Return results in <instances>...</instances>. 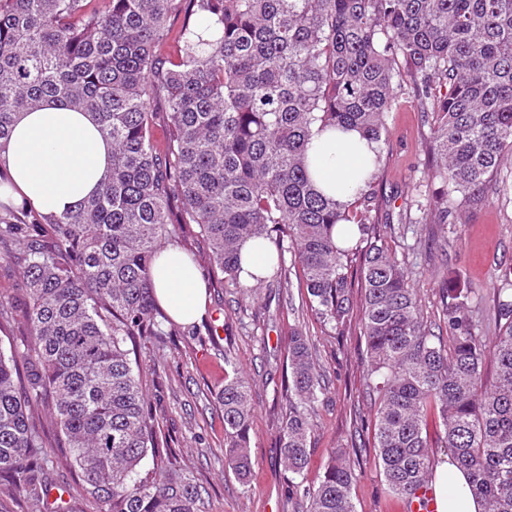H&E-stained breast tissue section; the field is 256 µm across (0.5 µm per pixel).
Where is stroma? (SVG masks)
Instances as JSON below:
<instances>
[{
    "instance_id": "35a3bbf8",
    "label": "stroma",
    "mask_w": 512,
    "mask_h": 512,
    "mask_svg": "<svg viewBox=\"0 0 512 512\" xmlns=\"http://www.w3.org/2000/svg\"><path fill=\"white\" fill-rule=\"evenodd\" d=\"M435 116L423 111L411 86L399 92L386 127L382 171L376 187L380 237L404 260L419 290L425 318L435 332L447 335L439 290L446 272L458 274L479 294L478 319L489 325L494 310L492 282L512 281V203L494 193L475 208L455 212L447 242H439L423 211L441 183L433 175L429 136ZM23 269L0 260V301L12 303L13 316L0 320V341L25 335L20 315ZM197 332L180 343L146 345L139 361L158 368L160 385L148 399L160 409V426L179 450L185 468L204 486L203 512H297L288 491V473L281 462L279 424L286 352L281 339L302 329L316 348L326 391L314 413L310 463L303 485H318L334 448L361 445L357 478L351 495L356 512H407L374 462L373 411L367 393L368 358L358 328L337 336L324 326L302 297L298 286L261 288L251 297L232 286L212 291ZM216 334H209V327ZM232 360L249 378L255 403L249 483H242L224 459V420L215 392L224 383V362Z\"/></svg>"
}]
</instances>
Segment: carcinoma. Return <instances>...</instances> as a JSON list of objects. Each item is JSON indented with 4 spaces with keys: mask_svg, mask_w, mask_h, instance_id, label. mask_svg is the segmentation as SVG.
I'll return each mask as SVG.
<instances>
[{
    "mask_svg": "<svg viewBox=\"0 0 512 512\" xmlns=\"http://www.w3.org/2000/svg\"><path fill=\"white\" fill-rule=\"evenodd\" d=\"M0 0V153L18 115L44 102L89 112L112 141L100 191L59 217L0 203V242L22 245L28 335L0 345V486L39 502L52 455L42 415L95 512H202L200 486L180 466L147 401L138 346L186 328L157 303L152 268L169 242L197 229L207 268L245 295L279 288L298 270L316 317L344 335L350 272L360 263V335L374 399L375 459L389 489L412 503L432 478L428 411H437L452 462L467 471L483 512H512V283L492 285L494 333L477 331L475 292L441 288L450 342L421 315L408 266L380 244L368 214L386 117L405 80L437 113L435 174L464 203L480 202L512 153V0H188L195 20L176 52L158 48L183 0ZM166 103L168 137L152 136ZM357 130L376 145L353 201L340 204L310 176L314 128ZM454 201L425 219L448 241ZM51 225L53 240L37 234ZM350 224L355 242L334 239ZM275 247L271 273L240 278L241 245ZM291 259H286V254ZM288 413L279 428L292 494L305 512H356L355 463L331 451L315 488L312 413L324 395L308 336L284 337ZM225 461L250 478V383L224 360ZM152 469L143 471L146 462Z\"/></svg>",
    "mask_w": 512,
    "mask_h": 512,
    "instance_id": "carcinoma-1",
    "label": "carcinoma"
}]
</instances>
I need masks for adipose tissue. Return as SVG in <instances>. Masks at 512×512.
<instances>
[{"label":"adipose tissue","instance_id":"adipose-tissue-1","mask_svg":"<svg viewBox=\"0 0 512 512\" xmlns=\"http://www.w3.org/2000/svg\"><path fill=\"white\" fill-rule=\"evenodd\" d=\"M112 145L89 113L49 102L20 115L12 137L0 153V202L22 205L44 216L73 209L95 192L108 167ZM312 174L325 193L341 203L353 199L363 170L374 154L357 131L336 135L326 131L310 145ZM154 292L179 323L197 319L205 308L200 267L180 248L163 251L153 269ZM435 512H481L466 473L451 462L436 470Z\"/></svg>","mask_w":512,"mask_h":512}]
</instances>
